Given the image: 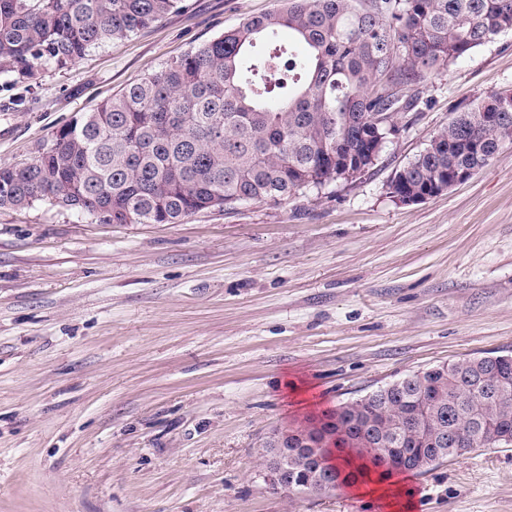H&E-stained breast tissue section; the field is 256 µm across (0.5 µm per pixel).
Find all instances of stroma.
<instances>
[{
    "label": "stroma",
    "mask_w": 512,
    "mask_h": 512,
    "mask_svg": "<svg viewBox=\"0 0 512 512\" xmlns=\"http://www.w3.org/2000/svg\"><path fill=\"white\" fill-rule=\"evenodd\" d=\"M282 0H181L5 91L0 167ZM512 90V32L419 85L360 178L178 224L0 208V512H383L269 489L259 443L437 364L512 353V144L421 203L389 182L454 113ZM414 512H512V446L413 473Z\"/></svg>",
    "instance_id": "obj_1"
}]
</instances>
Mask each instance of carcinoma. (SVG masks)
Wrapping results in <instances>:
<instances>
[{
    "label": "carcinoma",
    "mask_w": 512,
    "mask_h": 512,
    "mask_svg": "<svg viewBox=\"0 0 512 512\" xmlns=\"http://www.w3.org/2000/svg\"><path fill=\"white\" fill-rule=\"evenodd\" d=\"M179 0H0V70L24 83L38 68L68 66L89 49L129 37L178 9ZM290 30L300 56L278 39ZM512 31V0H285L130 84L97 110L55 133L32 163L0 168V207L38 201L90 215L102 224H177L216 207L283 200L303 190L349 182L369 171L379 144L413 111V87L472 50ZM492 112L505 116L494 119ZM512 143V91L457 113L427 146L394 172L393 197H433L456 170L479 172ZM482 358L407 375L365 396L387 413L375 435L346 403L315 421L317 442L341 443L361 459L358 473L385 465L364 450L412 434L401 401L420 380L439 382L443 403L427 429L456 443L423 448L408 464L421 472L468 453L480 422L512 434V362L504 394L475 387ZM288 467L314 486V449L288 448Z\"/></svg>",
    "instance_id": "obj_1"
}]
</instances>
